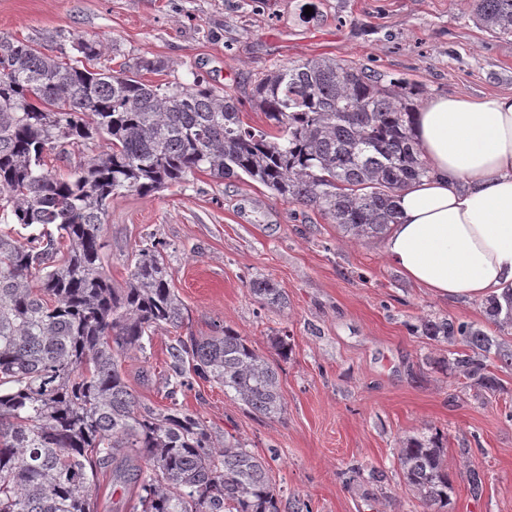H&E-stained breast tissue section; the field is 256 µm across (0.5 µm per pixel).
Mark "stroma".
Instances as JSON below:
<instances>
[{
    "instance_id": "35a3bbf8",
    "label": "stroma",
    "mask_w": 512,
    "mask_h": 512,
    "mask_svg": "<svg viewBox=\"0 0 512 512\" xmlns=\"http://www.w3.org/2000/svg\"><path fill=\"white\" fill-rule=\"evenodd\" d=\"M312 14H305V7ZM0 37L56 54L74 39L97 41L95 68L161 63L155 83L201 79L244 99L243 119L264 115L249 93L265 74L328 57L420 85L425 96L512 92V38L495 37L472 0H0ZM105 270L123 286L131 253L164 246L171 285L184 306L180 327L156 330L145 352L122 361L148 407L199 415L216 442L231 435L269 460L281 512H424L404 483L397 453L410 437H434L453 480V512H512V327L485 302L433 296L390 264L380 240L358 241L314 209L251 180L204 173L109 205ZM264 277L288 296L264 308L248 283ZM446 318L491 336L494 385L468 379L459 343L423 336ZM260 354L274 337L291 351L279 364L283 419L260 417L200 379L170 392L180 340L224 327ZM138 480L104 469L97 512H135Z\"/></svg>"
}]
</instances>
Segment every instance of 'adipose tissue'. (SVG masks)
Returning <instances> with one entry per match:
<instances>
[{"mask_svg": "<svg viewBox=\"0 0 512 512\" xmlns=\"http://www.w3.org/2000/svg\"><path fill=\"white\" fill-rule=\"evenodd\" d=\"M413 137L430 175L399 192L384 255L436 296L500 294L512 286V94L430 97Z\"/></svg>", "mask_w": 512, "mask_h": 512, "instance_id": "1", "label": "adipose tissue"}]
</instances>
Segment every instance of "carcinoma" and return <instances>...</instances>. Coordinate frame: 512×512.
Here are the masks:
<instances>
[{"mask_svg": "<svg viewBox=\"0 0 512 512\" xmlns=\"http://www.w3.org/2000/svg\"><path fill=\"white\" fill-rule=\"evenodd\" d=\"M493 35L512 37V0H474ZM49 55L0 38V512H95L98 471L132 468L139 512H280L270 465L233 436L214 441L196 414L140 403L121 359L143 352L162 326L178 328L184 304L163 249L132 253L122 287L105 274L103 227L123 190L151 194L205 172L244 176L320 211L355 239L395 221L393 199L429 174L412 135L413 86L331 58L284 65L255 83L250 101L267 128L243 122V102L195 80L149 84L142 71H91L98 43ZM101 149L65 174L48 168L59 145ZM248 288L263 307L288 305L266 278ZM487 314L512 325V289ZM427 336L488 351L481 330L425 319ZM174 383L187 373L224 387L254 413L286 410L274 364L226 326L179 341ZM458 364L484 378L483 361ZM404 481L423 506L448 507L453 490L432 439L401 444Z\"/></svg>", "mask_w": 512, "mask_h": 512, "instance_id": "obj_1", "label": "carcinoma"}]
</instances>
